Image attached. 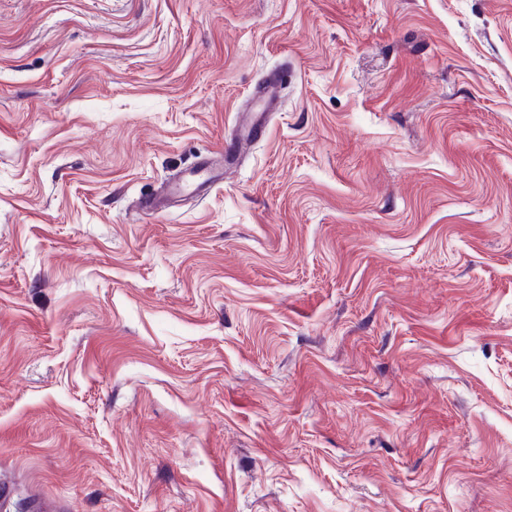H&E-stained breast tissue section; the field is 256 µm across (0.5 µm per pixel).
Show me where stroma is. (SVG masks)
Returning <instances> with one entry per match:
<instances>
[{
  "label": "stroma",
  "instance_id": "obj_1",
  "mask_svg": "<svg viewBox=\"0 0 512 512\" xmlns=\"http://www.w3.org/2000/svg\"><path fill=\"white\" fill-rule=\"evenodd\" d=\"M0 474V512H512V0H0ZM223 172L205 159L195 167L183 171L164 191L144 195L140 198V208L147 213H157L171 207V199L176 195H205L222 178Z\"/></svg>",
  "mask_w": 512,
  "mask_h": 512
}]
</instances>
